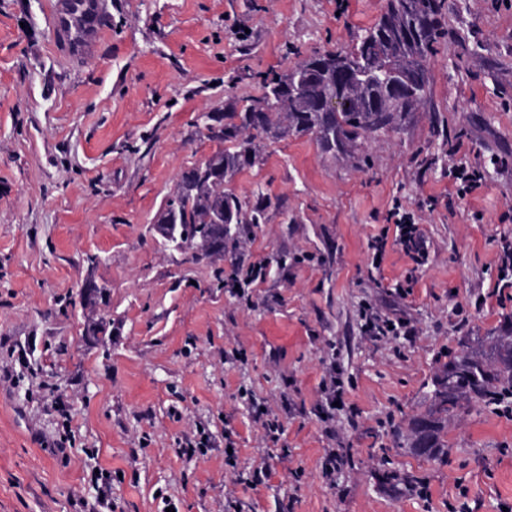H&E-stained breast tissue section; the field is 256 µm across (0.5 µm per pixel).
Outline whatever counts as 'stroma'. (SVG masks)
I'll list each match as a JSON object with an SVG mask.
<instances>
[{
    "mask_svg": "<svg viewBox=\"0 0 512 512\" xmlns=\"http://www.w3.org/2000/svg\"><path fill=\"white\" fill-rule=\"evenodd\" d=\"M52 2L0 0V512H81L96 471L112 478V512H224L228 493L237 512H512V409L452 417L446 457L403 447L440 364L494 359L512 324V288L498 285L512 0H446L428 104L355 156L330 158L310 134L266 140L231 187L277 203L235 262L169 251L152 230L181 173L216 149L199 115L259 99L299 54L349 50L384 0H101L108 21L86 57L51 27ZM462 157L485 171L464 198L448 178ZM396 199L423 263L392 240L373 261ZM258 263L266 278L244 292L216 278ZM87 278L107 289L95 311L80 303ZM366 303L407 331L366 336ZM99 317L112 322L102 343L84 334ZM333 365L343 407L326 423ZM331 448L346 463L328 477ZM388 467L422 486L390 490Z\"/></svg>",
    "mask_w": 512,
    "mask_h": 512,
    "instance_id": "stroma-1",
    "label": "stroma"
}]
</instances>
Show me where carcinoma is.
Masks as SVG:
<instances>
[{
    "instance_id": "carcinoma-1",
    "label": "carcinoma",
    "mask_w": 512,
    "mask_h": 512,
    "mask_svg": "<svg viewBox=\"0 0 512 512\" xmlns=\"http://www.w3.org/2000/svg\"><path fill=\"white\" fill-rule=\"evenodd\" d=\"M445 0H386L379 20L348 51H316L290 68L291 75L265 80L263 96L238 108L224 104L221 129L207 130L217 150L204 165L183 172L176 192L155 223L172 225L169 236L191 249L216 243L236 254L250 226L260 224L271 199L253 205L228 188L237 172L260 162L257 139L315 135L322 152L354 155L360 140L396 129L428 101L429 59L448 34ZM336 103H331V99ZM498 358L462 353L439 367L430 411L409 425L408 451L425 459L448 452V415L471 402L512 400V336L497 337ZM383 480L408 490L419 478L387 470Z\"/></svg>"
}]
</instances>
